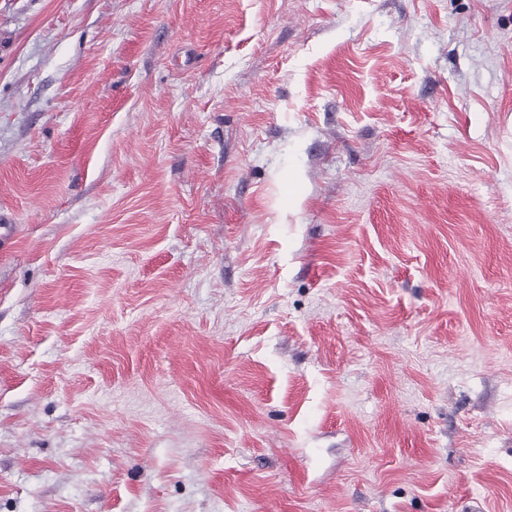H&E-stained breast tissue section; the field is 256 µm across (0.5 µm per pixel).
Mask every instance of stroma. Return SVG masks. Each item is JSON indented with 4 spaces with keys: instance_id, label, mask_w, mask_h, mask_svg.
I'll use <instances>...</instances> for the list:
<instances>
[{
    "instance_id": "1",
    "label": "stroma",
    "mask_w": 512,
    "mask_h": 512,
    "mask_svg": "<svg viewBox=\"0 0 512 512\" xmlns=\"http://www.w3.org/2000/svg\"><path fill=\"white\" fill-rule=\"evenodd\" d=\"M0 512H512V0H0Z\"/></svg>"
}]
</instances>
